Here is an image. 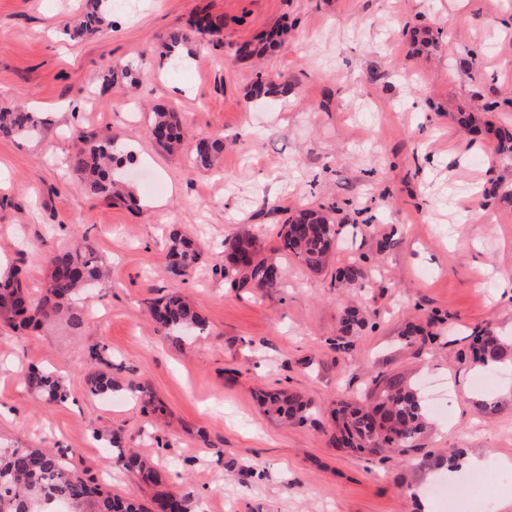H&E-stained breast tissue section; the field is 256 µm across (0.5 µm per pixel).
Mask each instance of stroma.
<instances>
[{"label":"stroma","mask_w":512,"mask_h":512,"mask_svg":"<svg viewBox=\"0 0 512 512\" xmlns=\"http://www.w3.org/2000/svg\"><path fill=\"white\" fill-rule=\"evenodd\" d=\"M223 17L221 46L189 21ZM85 0H0V106L40 124L0 137V265L44 290L47 253L90 236L104 275L79 303L82 328L57 318L19 335L0 324V447L64 451L71 466L113 471V493L150 505L156 489L189 495L191 512H441L436 459L478 455L483 492L502 502L512 484V368L480 369L475 335L512 343V0H117L96 36L64 28ZM287 35L262 58L238 45L274 27ZM196 53L172 69V34ZM132 66L136 94L102 86L106 62ZM287 92L255 100L258 78ZM488 114L464 135L460 113ZM180 112L191 141L219 137L210 169L190 166L148 135L149 110ZM112 136L134 155L125 175L138 203L84 192L64 172L78 136ZM302 206L326 209L340 244L320 273L279 253L278 224ZM195 240L202 258L179 286L207 322L178 338L148 308L168 235ZM249 232L278 258L282 279L259 289L225 279L224 242ZM396 248L384 251L385 238ZM358 264L366 277L338 281ZM364 322L344 330L346 308ZM425 345L406 341V323ZM349 350H337L338 337ZM124 384L109 398L86 383L88 350ZM63 377L71 397L47 403L23 381L29 368ZM447 380L448 414H430L416 452L381 463L334 447L336 399L363 395L377 373ZM147 385L164 417L131 393ZM285 389L314 401L304 425L271 420L256 394ZM159 463L160 486L114 470L106 433Z\"/></svg>","instance_id":"1"}]
</instances>
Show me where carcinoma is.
Returning a JSON list of instances; mask_svg holds the SVG:
<instances>
[{"mask_svg": "<svg viewBox=\"0 0 512 512\" xmlns=\"http://www.w3.org/2000/svg\"><path fill=\"white\" fill-rule=\"evenodd\" d=\"M111 0H86L85 14L75 30L77 35L97 33L109 13ZM193 26L201 38L210 43L224 27V20L209 13H199ZM103 83H137L130 65L109 63L105 66ZM38 128L33 113L20 106L0 107V136L23 137ZM152 140L162 149L172 152L181 144L182 133L176 113L159 108L149 124ZM79 145L68 161L69 172L79 184L93 192L113 197L129 194V187L115 176L114 169L131 160L115 148V140L106 136L96 142L78 138ZM224 152V140H199L190 162L211 168ZM277 237L281 250L298 257L306 267L322 271L338 245V232L332 217L322 209L304 208L280 226ZM258 237L245 233L224 241L223 276L251 283L258 288H272L281 278L277 263L260 256ZM200 257L192 241L178 232L170 235L164 272L174 282H182ZM50 269L48 285L39 298L32 296L13 271L0 273V321L17 329L38 327L62 313L71 325L83 324V309L74 305L73 297L82 289L94 285L100 276L98 258L93 244L82 237L80 246L53 252L46 257ZM149 314L155 324L168 331L194 332L207 330L205 320L186 297L173 289L153 302ZM479 347L473 348L478 362L488 359L511 362L507 345L487 332L476 336ZM24 382L39 391L48 402L62 403L67 399L63 383L49 372L33 368L23 376ZM90 393L107 397L122 389L109 372L92 370L87 374ZM373 388L360 403H341L335 419L338 433L333 442L338 448H352L372 456L385 453L403 455L413 450L412 442L427 432L426 412L418 391L399 375H383L372 379ZM262 405L273 417L292 424H303L314 412L313 404L296 394L283 391L265 393ZM115 464L137 475L144 482L159 484L153 460L123 446L114 433L109 440ZM65 505L68 512H143L131 499L112 493L106 486L89 476V470L69 467L61 457L47 448L17 445L0 448V512H52L50 506ZM153 509L189 512L188 499L170 492L159 491L153 498Z\"/></svg>", "mask_w": 512, "mask_h": 512, "instance_id": "carcinoma-1", "label": "carcinoma"}]
</instances>
